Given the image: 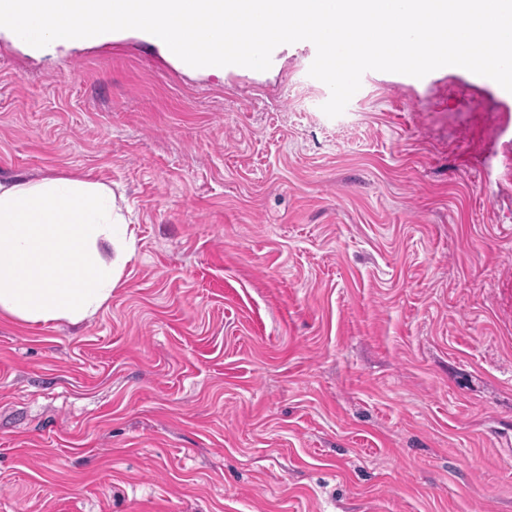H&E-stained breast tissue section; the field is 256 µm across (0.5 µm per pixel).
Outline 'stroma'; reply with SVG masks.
<instances>
[{
	"label": "stroma",
	"mask_w": 512,
	"mask_h": 512,
	"mask_svg": "<svg viewBox=\"0 0 512 512\" xmlns=\"http://www.w3.org/2000/svg\"><path fill=\"white\" fill-rule=\"evenodd\" d=\"M309 68L0 29V179L136 235L92 319L0 318V512H512V99Z\"/></svg>",
	"instance_id": "stroma-1"
}]
</instances>
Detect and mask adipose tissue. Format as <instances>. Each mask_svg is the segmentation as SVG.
Here are the masks:
<instances>
[{
    "label": "adipose tissue",
    "instance_id": "obj_1",
    "mask_svg": "<svg viewBox=\"0 0 512 512\" xmlns=\"http://www.w3.org/2000/svg\"><path fill=\"white\" fill-rule=\"evenodd\" d=\"M133 240L106 184L0 180V316L28 325L92 318L110 301Z\"/></svg>",
    "mask_w": 512,
    "mask_h": 512
}]
</instances>
